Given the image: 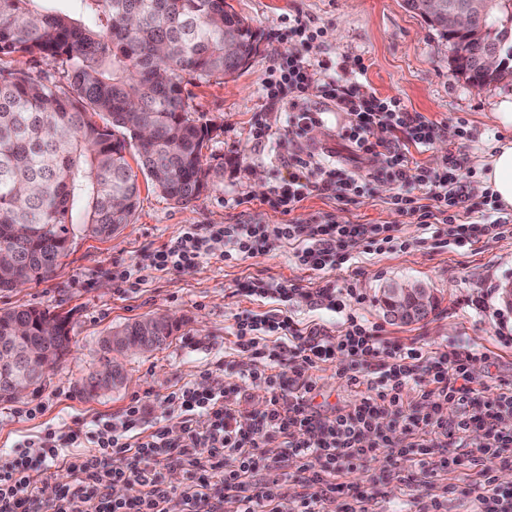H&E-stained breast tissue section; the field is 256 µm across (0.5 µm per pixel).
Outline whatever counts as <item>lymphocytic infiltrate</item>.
<instances>
[{"instance_id": "f902f5d3", "label": "lymphocytic infiltrate", "mask_w": 512, "mask_h": 512, "mask_svg": "<svg viewBox=\"0 0 512 512\" xmlns=\"http://www.w3.org/2000/svg\"><path fill=\"white\" fill-rule=\"evenodd\" d=\"M327 62L303 53L288 57L262 83L267 105L290 94L288 132L304 137L319 124L325 106L347 117L342 135L371 171L360 174L312 155L294 152L288 176L269 202L285 212L316 191H334L350 202L369 193L376 176L401 191L393 204L403 215L426 222L442 214L458 239H472L507 223L499 217L476 224L458 222L465 203L459 188L464 168L449 154L441 170H429L401 152L406 139L429 147L436 126L399 100L377 97L360 81L365 67L354 62L353 78L330 75ZM221 243L225 262L255 256L267 244L293 246L297 266L314 271L347 263L356 246L373 252L402 251L407 240L390 224H325L312 217L288 224L184 225L154 257L161 269L190 271ZM281 304L277 318L239 314L233 335L238 360L228 362L233 378L202 387L186 382L169 391V411L148 422L146 397L133 395L119 417L48 428L22 448L0 454V512H363L362 494L351 493L340 476L384 452L412 457L432 512H446L447 484L439 473L459 458L475 469L480 492L477 512H512V490L502 488L494 463L512 459V384H478L471 365L477 351L458 347L426 351L383 339L375 326L348 316L343 334L300 326L288 314L287 286L253 290ZM344 357L359 399L321 410L314 376L322 363ZM263 385L267 398L258 413H246L244 386ZM442 457H435V450ZM182 467L185 481H167L170 466ZM301 474V493L280 494L289 468ZM70 476L54 498L40 494L50 470Z\"/></svg>"}]
</instances>
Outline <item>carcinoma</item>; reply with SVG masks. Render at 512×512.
<instances>
[{"label":"carcinoma","instance_id":"obj_1","mask_svg":"<svg viewBox=\"0 0 512 512\" xmlns=\"http://www.w3.org/2000/svg\"><path fill=\"white\" fill-rule=\"evenodd\" d=\"M448 42L449 65L474 86L512 77V3L492 6L486 40L501 46L498 67L473 59L485 46L455 34L448 5L468 0H405ZM258 35L227 0H0V58L39 57L52 71L37 76L0 65V291L52 279L68 255L74 228L109 239L130 223L138 202L127 146L142 173L167 199L186 205L207 189L203 150L210 133L190 105L183 76L209 82L231 77L256 54ZM176 325L118 328L150 353L168 344ZM69 316L36 306L0 310V338L29 356L39 389L67 355ZM101 369L82 391L98 395V379L124 375L101 339Z\"/></svg>","mask_w":512,"mask_h":512}]
</instances>
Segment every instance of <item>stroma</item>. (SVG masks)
Returning a JSON list of instances; mask_svg holds the SVG:
<instances>
[{"label":"stroma","mask_w":512,"mask_h":512,"mask_svg":"<svg viewBox=\"0 0 512 512\" xmlns=\"http://www.w3.org/2000/svg\"><path fill=\"white\" fill-rule=\"evenodd\" d=\"M228 2L258 31L257 54L231 79L202 83L188 75L183 78L190 105L215 127L209 152L212 164L223 165V177L187 205L164 198L146 177H139L140 202L120 233L102 240L76 229L55 278L0 291V308L30 303L69 316L73 326L70 351L50 371L44 387L15 401H0V449L39 435L52 424H88L118 416L135 392H149L151 418L162 417L167 392L205 371L223 375L225 363L236 359V315L245 310L277 314L280 304L275 298L242 292V284L249 281L301 288L302 296L288 304L292 317L321 326L332 336L342 333L344 314L310 304L306 295L325 287L353 286L364 301L352 304V313L382 326L388 340L427 350L472 347L495 359L491 367L476 362V376L512 381V344L503 341L512 334V305L501 298L503 285L512 281V236L483 235L460 245L445 235L425 238L414 218L395 210L391 198L398 188L389 183L377 184L371 194L351 203L339 201L334 192L316 191L291 213L270 207L266 199L287 176L285 162L292 151L311 150L316 159L349 171L354 162L340 137L346 123L343 113L326 110L322 123L299 142L288 133L287 105L267 112L261 98L269 70L300 49L283 35L286 16L300 12L324 32L309 47L312 57L362 60V79L378 97L399 99L408 111L438 124L437 139L428 150L415 152V159L433 170L442 167L449 151L464 154L473 174L462 177L460 190L479 201L483 195L476 190L478 171L495 142L512 139V128L495 125L490 118L501 101L512 100V78L474 87L455 75L445 40L407 10L403 0ZM260 122L272 127L269 139L261 142L251 136ZM312 216L329 224H393L411 245L401 252L370 254L357 248L342 268L322 271L300 269L292 249L280 245L234 263L216 253L187 272L154 265L155 254L186 224H286ZM124 268L142 279L140 290L117 291L114 275ZM403 281L421 283L433 294L434 306L424 318L403 322L384 308V290ZM478 299L483 308H475ZM162 310L181 324L170 344L125 355L127 379L118 391L92 398L82 394L83 380L98 367L101 338L116 326ZM415 472L412 460L381 455L344 481L371 487L365 512H429L430 501L415 481Z\"/></svg>","instance_id":"1"}]
</instances>
